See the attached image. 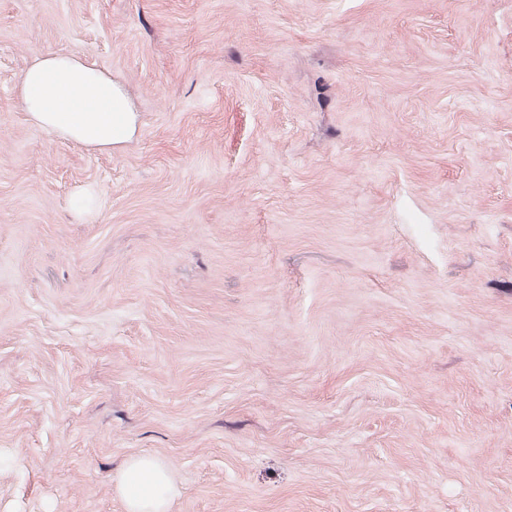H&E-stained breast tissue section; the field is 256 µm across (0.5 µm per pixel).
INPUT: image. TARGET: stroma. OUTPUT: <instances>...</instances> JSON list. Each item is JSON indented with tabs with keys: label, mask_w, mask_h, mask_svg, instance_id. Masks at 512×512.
<instances>
[{
	"label": "stroma",
	"mask_w": 512,
	"mask_h": 512,
	"mask_svg": "<svg viewBox=\"0 0 512 512\" xmlns=\"http://www.w3.org/2000/svg\"><path fill=\"white\" fill-rule=\"evenodd\" d=\"M46 52L130 141L29 121ZM0 453V512L145 453L171 512H512V0H0ZM18 97L32 123L87 149L112 151L137 129L124 87L76 57L51 52L36 57L20 79Z\"/></svg>",
	"instance_id": "obj_1"
}]
</instances>
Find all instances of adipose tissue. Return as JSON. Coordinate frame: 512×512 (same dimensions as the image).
Returning <instances> with one entry per match:
<instances>
[{
  "label": "adipose tissue",
  "mask_w": 512,
  "mask_h": 512,
  "mask_svg": "<svg viewBox=\"0 0 512 512\" xmlns=\"http://www.w3.org/2000/svg\"><path fill=\"white\" fill-rule=\"evenodd\" d=\"M18 97L36 126L91 150L119 147L137 129L124 87L76 57H36L20 79ZM116 489L124 512H170L176 494L168 467L152 455L129 459Z\"/></svg>",
  "instance_id": "ef3b65f1"
}]
</instances>
